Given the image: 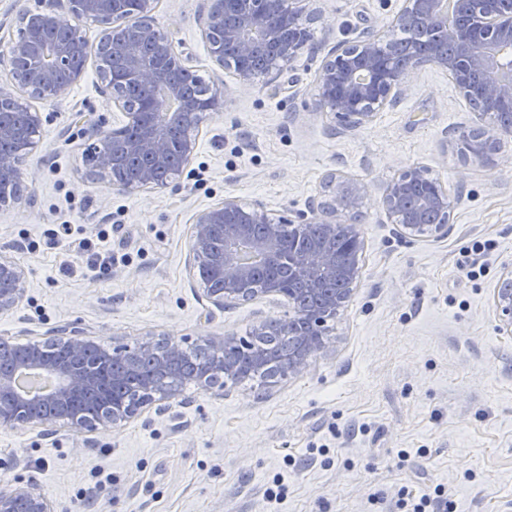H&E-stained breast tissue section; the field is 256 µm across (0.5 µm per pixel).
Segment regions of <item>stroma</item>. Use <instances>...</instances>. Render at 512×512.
Returning a JSON list of instances; mask_svg holds the SVG:
<instances>
[{
    "instance_id": "1",
    "label": "stroma",
    "mask_w": 512,
    "mask_h": 512,
    "mask_svg": "<svg viewBox=\"0 0 512 512\" xmlns=\"http://www.w3.org/2000/svg\"><path fill=\"white\" fill-rule=\"evenodd\" d=\"M311 50L281 75L240 85L204 38L207 0H155L152 17L195 74L223 91L191 136L197 151L167 185L122 191L91 176L99 140L83 112L121 127L98 89L96 60L45 120L21 199L0 203V252L24 271L0 338L21 342L75 326L111 347L164 335L184 348L250 336L293 314L287 298L210 302L189 264L191 228L235 199L287 218L307 210L327 173L364 184L351 212L364 249L354 294L332 326L334 347L297 376L223 393L189 385L136 418L93 432L0 428V485L35 479L55 512H269L266 486L288 482L283 512H397L398 492L436 493L441 512H512V337L492 294L512 266V138L492 163L461 159L477 122L446 72L422 69L405 99L349 129L316 107L319 68L343 40L388 39L403 0H302ZM421 165L454 200L444 237H405L380 204L382 187ZM108 232L106 273L78 272L74 245L50 247L58 225ZM486 243L480 275L461 254ZM412 451L400 461V450Z\"/></svg>"
}]
</instances>
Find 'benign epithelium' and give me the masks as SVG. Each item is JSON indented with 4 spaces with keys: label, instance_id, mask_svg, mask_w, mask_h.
Listing matches in <instances>:
<instances>
[{
    "label": "benign epithelium",
    "instance_id": "1",
    "mask_svg": "<svg viewBox=\"0 0 512 512\" xmlns=\"http://www.w3.org/2000/svg\"><path fill=\"white\" fill-rule=\"evenodd\" d=\"M67 7L27 10L28 21L42 30L71 28L76 18L104 28L98 44L112 41L124 48L126 70L144 92L145 106L159 114L158 121L144 124L140 113L128 109L122 92L112 81L111 73L99 65V89L112 108L123 113L126 126L137 128L130 139L102 126L94 129L98 136L113 138L112 149L94 156L95 171L109 178L122 189H150L158 185L157 170L169 166L172 152L170 131L175 127L199 126L202 115L223 106V94L208 88L204 100H190L183 88L173 81L174 71H190L182 55L175 50L172 35L157 29L150 12L152 0H143L135 17L122 13L120 0H66ZM442 0H404L399 23L435 29L450 43L456 53L448 55L413 54L406 66L395 65L387 56V46L372 36L342 41L324 61L314 86L317 106L327 108L349 128L369 124L377 112L395 106L407 85L426 66H437L448 73L462 97L477 112L480 126L462 131L460 138H474L475 159L492 161L501 140L512 135V127L503 124L492 105L512 107V74L501 68V54L512 51V0H455L456 15L479 17L478 36L466 37L461 29L448 25V16L439 10ZM204 35L210 42L211 54L219 65L235 64L240 83L252 82L259 71L237 65L264 46L268 57L262 72L282 73L283 64L307 47L304 38V17L300 8L286 7V0H208ZM84 41H56L45 45L37 55L25 38L11 43L9 59L30 58L23 70L9 68L10 81L27 94L29 101L19 103L24 110L26 127L0 122V142L10 141L17 149L0 152V178L22 181L21 166L29 150L35 146L33 133L43 123L42 113L32 102H59L66 99L73 86L83 77L86 66H76L75 56L88 57ZM179 102L175 111L167 110L161 94ZM325 198L309 206V214H298L295 223L255 203L246 209L237 201L226 199L197 214L192 232V266H215L224 278V288L217 292L204 288L207 298L217 306L272 293L283 294L292 304L295 317L305 322L306 332L296 338L293 350L282 359L283 376L303 373L314 355L329 351L335 343L329 321L336 318L349 302L352 285L359 275L360 252L364 239L361 225L355 218H345L353 200L366 191L363 185L348 184L330 174L326 178ZM381 206L394 223L408 236L448 235V215L452 208L448 188L432 177L424 166L407 167L383 188ZM317 229L325 240L338 239L344 252L323 245L294 253L291 262L295 280L319 291L324 282H335L338 288L322 302L307 307L295 289L283 284L278 288H255L256 268L245 265V255L274 260L281 253L286 230ZM224 237V250L215 256L211 241L216 234ZM23 270L11 258L0 253V312L12 309L19 301ZM499 333L512 336V268L502 272L493 291ZM265 334L259 327L250 339L235 336H214L208 341L209 359L198 371L196 381L207 389L224 390L223 377L238 372L242 355L247 354L256 365L269 360L260 346ZM95 342L81 330L71 327L42 339L14 345L7 357L14 370L0 371V427L23 425L70 428L94 431L119 421L129 420L154 403L175 396L164 374L145 380L139 396L119 405H111L93 420H85L79 403L93 399L103 376V366L111 358H122L129 348L105 347L95 351ZM137 356L159 359L164 371L178 362L184 348L178 341L147 337L138 342ZM19 369H36L56 381L46 395H31L18 390L14 376ZM0 512H54L49 498L33 481L18 482L0 488Z\"/></svg>",
    "mask_w": 512,
    "mask_h": 512
}]
</instances>
